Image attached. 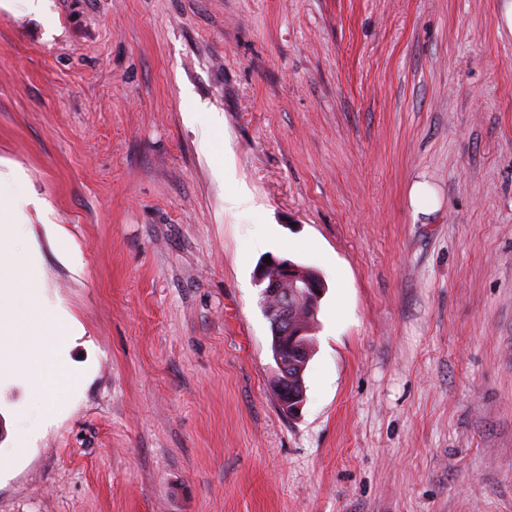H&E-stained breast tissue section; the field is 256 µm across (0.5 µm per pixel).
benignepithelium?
<instances>
[{
  "mask_svg": "<svg viewBox=\"0 0 512 512\" xmlns=\"http://www.w3.org/2000/svg\"><path fill=\"white\" fill-rule=\"evenodd\" d=\"M272 263L261 265L256 280L262 286L261 297L276 296L280 303L274 307L262 303L263 313L272 329V353L278 367L275 391L281 395L280 409L297 415L304 406V388L288 390V378H301L310 359L304 336L308 329L291 318V310L302 304L309 316H317L326 284L316 271L288 259L271 257Z\"/></svg>",
  "mask_w": 512,
  "mask_h": 512,
  "instance_id": "7a95c632",
  "label": "benign epithelium"
}]
</instances>
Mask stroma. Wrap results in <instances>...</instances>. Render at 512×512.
<instances>
[{"label": "stroma", "mask_w": 512, "mask_h": 512, "mask_svg": "<svg viewBox=\"0 0 512 512\" xmlns=\"http://www.w3.org/2000/svg\"><path fill=\"white\" fill-rule=\"evenodd\" d=\"M504 4L0 9V193L74 319L52 414L0 379V512H512ZM270 255L327 285L294 417Z\"/></svg>", "instance_id": "1"}]
</instances>
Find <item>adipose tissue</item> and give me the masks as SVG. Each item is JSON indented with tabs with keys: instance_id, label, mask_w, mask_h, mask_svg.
Returning <instances> with one entry per match:
<instances>
[{
	"instance_id": "adipose-tissue-1",
	"label": "adipose tissue",
	"mask_w": 512,
	"mask_h": 512,
	"mask_svg": "<svg viewBox=\"0 0 512 512\" xmlns=\"http://www.w3.org/2000/svg\"><path fill=\"white\" fill-rule=\"evenodd\" d=\"M22 213L14 201L0 204V271L11 274L0 284V378L25 375L45 403L52 405L59 375L48 367L49 345L67 325L47 314L41 295L26 274L28 261L9 240Z\"/></svg>"
}]
</instances>
